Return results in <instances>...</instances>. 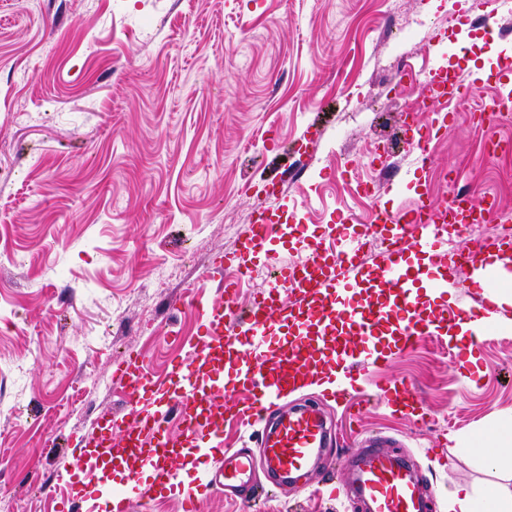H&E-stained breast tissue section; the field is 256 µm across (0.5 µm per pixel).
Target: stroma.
I'll return each instance as SVG.
<instances>
[{
	"mask_svg": "<svg viewBox=\"0 0 512 512\" xmlns=\"http://www.w3.org/2000/svg\"><path fill=\"white\" fill-rule=\"evenodd\" d=\"M494 13L491 40L478 16ZM464 77L467 108L427 98L424 74ZM512 83V0H0V502L54 512L60 476L100 413L122 410L117 365L140 353L164 373L205 331L186 297L224 287L243 230L273 193L278 234L248 263L233 305L248 310L273 264L308 258L334 224L369 223L372 208L406 211L422 194H491L512 240V150L489 162L472 105ZM427 99L450 109L431 162L386 145ZM305 225L308 244L284 235ZM363 297L392 292L378 264L387 242L367 233ZM403 258L419 312L484 305L463 268L450 280L413 241ZM444 323L354 378L329 377L284 398L317 403L351 454L379 436L414 468L433 512L493 476L479 449L512 425V329L484 324L472 356ZM406 381L422 407L377 401ZM356 388V421L329 390ZM336 450L295 482L258 468L257 489L200 488L197 512H366Z\"/></svg>",
	"mask_w": 512,
	"mask_h": 512,
	"instance_id": "stroma-1",
	"label": "stroma"
}]
</instances>
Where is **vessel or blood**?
Returning <instances> with one entry per match:
<instances>
[{
	"label": "vessel or blood",
	"instance_id": "b4317fda",
	"mask_svg": "<svg viewBox=\"0 0 512 512\" xmlns=\"http://www.w3.org/2000/svg\"><path fill=\"white\" fill-rule=\"evenodd\" d=\"M426 87L451 105L459 101L464 90L461 75L441 67L429 75ZM510 112L512 85L505 83L478 116L487 155L496 154L500 146L497 130ZM490 213V205L465 195L445 201L427 197L416 209L399 214L375 209L374 224L395 227L382 269L395 290L383 305L355 298L340 301L339 290L357 287L363 255L360 249L340 246L336 241L316 245L303 263L276 266L267 297L254 301L247 312L231 310L220 302L198 305V312L206 318L207 334L190 345L186 358L172 362L168 373H148L136 358L119 364L113 380L123 389L126 408L110 414L112 436H102L100 423H93L65 469L73 496L80 501V512H97L104 497L145 499L159 488L176 489L185 512H196L198 486L184 481L180 473L218 454L224 457V488L247 484L254 458L241 448L225 451V422L272 414L282 398L306 386L309 377L329 363L352 369L357 354L348 339L337 334V320H347L365 342L372 344L382 319L396 318L403 351L424 336L430 322L417 312L401 264L408 229H419L416 244L435 268L468 267L483 271L488 282L499 283L495 269L484 257L485 251L497 247L496 237H486L465 252L434 247L447 228L472 230L475 225L488 223ZM274 233V225L257 218L243 233V253L264 248ZM283 288L296 294L295 306L278 301L277 294ZM288 321L296 325L297 335L272 339V328ZM228 369L235 372L247 392V406L225 399L223 374ZM173 423L178 426L174 434L169 431ZM335 443L331 422L317 408H300L280 416L273 431L262 437L267 467L286 479L307 471ZM117 452L131 462L127 483L119 489L91 484V472L101 469ZM352 491L368 502L369 512H430L431 500L418 478L397 456L383 451L361 458Z\"/></svg>",
	"mask_w": 512,
	"mask_h": 512
}]
</instances>
